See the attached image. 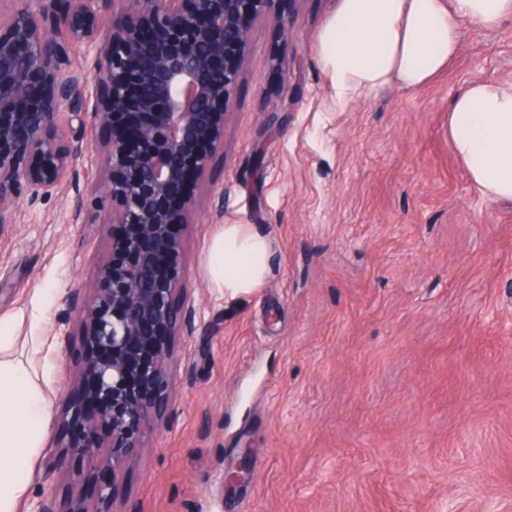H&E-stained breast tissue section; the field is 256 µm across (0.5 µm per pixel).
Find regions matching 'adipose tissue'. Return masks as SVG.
Segmentation results:
<instances>
[{
  "label": "adipose tissue",
  "mask_w": 512,
  "mask_h": 512,
  "mask_svg": "<svg viewBox=\"0 0 512 512\" xmlns=\"http://www.w3.org/2000/svg\"><path fill=\"white\" fill-rule=\"evenodd\" d=\"M512 19V0H339L318 37L320 61L336 98L349 103L397 85L417 90L447 71L463 24L485 30ZM448 139L473 185L486 197L512 202V85L474 81L448 106ZM271 244L243 224L211 239L205 274L234 299L260 288ZM46 413L38 378L0 336V453L30 455Z\"/></svg>",
  "instance_id": "1"
}]
</instances>
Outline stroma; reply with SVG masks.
Returning a JSON list of instances; mask_svg holds the SVG:
<instances>
[{"instance_id": "35a3bbf8", "label": "stroma", "mask_w": 512, "mask_h": 512, "mask_svg": "<svg viewBox=\"0 0 512 512\" xmlns=\"http://www.w3.org/2000/svg\"><path fill=\"white\" fill-rule=\"evenodd\" d=\"M336 6L296 0L291 28L251 29L212 195L184 234L197 331L176 345L173 415L115 488L120 512H512V204L483 196L448 140L462 86L512 84V22L465 28L423 89L341 106L317 41ZM72 196L20 200L0 235V333L47 409L39 448L11 462L15 512L71 492L51 463L89 350L67 299L120 233L69 223ZM225 224L272 244L264 284L233 301L204 275ZM244 454L249 478L226 485Z\"/></svg>"}]
</instances>
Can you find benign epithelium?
I'll return each mask as SVG.
<instances>
[{"label": "benign epithelium", "instance_id": "obj_1", "mask_svg": "<svg viewBox=\"0 0 512 512\" xmlns=\"http://www.w3.org/2000/svg\"><path fill=\"white\" fill-rule=\"evenodd\" d=\"M0 14V233L16 203L52 194L71 177L83 137L73 123L104 136L87 143L105 176L95 205L120 227L112 255L68 299L70 319L89 350L73 370L77 399L62 408L65 435L55 469L93 479L96 507L82 496L61 512H116L113 486L144 447L146 429L172 414L176 341L197 330L182 283L185 254L172 227L193 223L211 188L205 172L224 143L250 26L273 15L293 25L292 0H13ZM111 25L103 29L101 16ZM94 66L93 84L62 80L71 48ZM90 219L76 190L70 221ZM69 456L81 470L64 467ZM242 455L225 471L243 482Z\"/></svg>", "mask_w": 512, "mask_h": 512}]
</instances>
